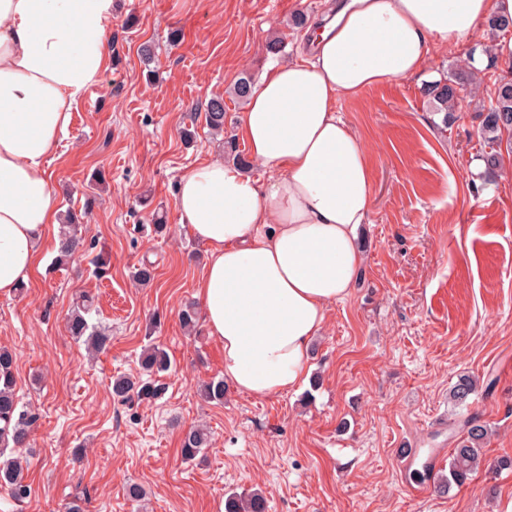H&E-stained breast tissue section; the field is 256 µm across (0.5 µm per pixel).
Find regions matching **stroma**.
<instances>
[{
    "label": "stroma",
    "mask_w": 512,
    "mask_h": 512,
    "mask_svg": "<svg viewBox=\"0 0 512 512\" xmlns=\"http://www.w3.org/2000/svg\"><path fill=\"white\" fill-rule=\"evenodd\" d=\"M326 7L115 0L108 65L47 160L85 249L57 265L50 230L26 288L0 295V347L16 352V394L37 416L22 452L32 494L16 503L0 487V512H63L78 493L84 512H220L229 495L253 492L267 512H512V377L498 373L512 362V144L491 166L482 134L503 62L477 69L467 49L436 45L423 76L340 102L374 175L355 286L313 339L304 385L264 397L228 385L220 403L199 394L223 378L224 352L205 326L190 334L180 322L197 301L209 248L181 224L176 186L224 155L223 136L205 125L209 99L223 96L224 136L237 135L244 104L235 82L294 59ZM276 36L285 45L277 57L265 51ZM449 78L464 106L443 114L423 89ZM157 213L168 225L162 236L146 231ZM145 260L156 277L141 286L133 272ZM83 293L94 298L92 322L110 334L93 358L66 331ZM150 343L171 359L160 398L118 403L113 377L137 375ZM463 375L477 392L460 408L450 390ZM473 414L488 429L478 469L462 486L410 496L397 468L404 448L438 447L430 426L439 416L448 419L443 443L455 448ZM196 424L211 441L187 462L180 440ZM132 484L144 502L129 498Z\"/></svg>",
    "instance_id": "obj_1"
}]
</instances>
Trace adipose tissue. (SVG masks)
<instances>
[{
  "instance_id": "1",
  "label": "adipose tissue",
  "mask_w": 512,
  "mask_h": 512,
  "mask_svg": "<svg viewBox=\"0 0 512 512\" xmlns=\"http://www.w3.org/2000/svg\"><path fill=\"white\" fill-rule=\"evenodd\" d=\"M114 0H0V294L32 278L60 222L47 158L77 96L105 69ZM512 0H338L310 57L273 65L240 136L261 181L215 158L179 181L175 206L209 248L204 322L243 393L281 394L309 372L312 339L364 263L367 148L337 114L365 89L423 75L432 44L472 43Z\"/></svg>"
}]
</instances>
